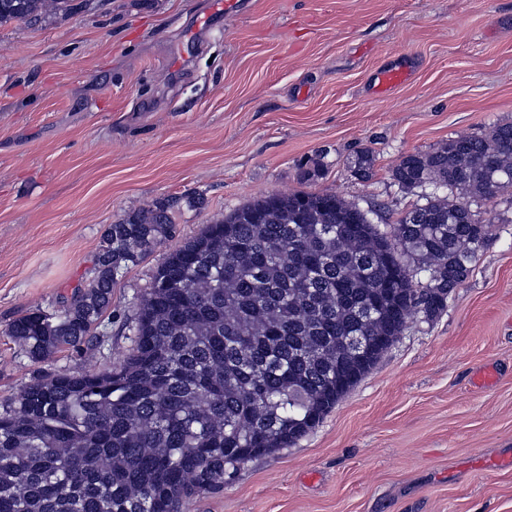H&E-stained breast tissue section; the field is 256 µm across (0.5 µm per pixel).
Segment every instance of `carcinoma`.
I'll return each instance as SVG.
<instances>
[{
    "label": "carcinoma",
    "instance_id": "obj_1",
    "mask_svg": "<svg viewBox=\"0 0 512 512\" xmlns=\"http://www.w3.org/2000/svg\"><path fill=\"white\" fill-rule=\"evenodd\" d=\"M71 2L0 0V25ZM373 167L367 151L353 161L362 178ZM392 179L434 192L388 231L332 193H278L174 249L138 298L119 367L36 378L5 401L0 512H184L318 426L471 274L490 241L471 205L512 193V124L412 153ZM178 204L108 225L88 283L7 335L34 361L83 343L122 270L173 237Z\"/></svg>",
    "mask_w": 512,
    "mask_h": 512
}]
</instances>
